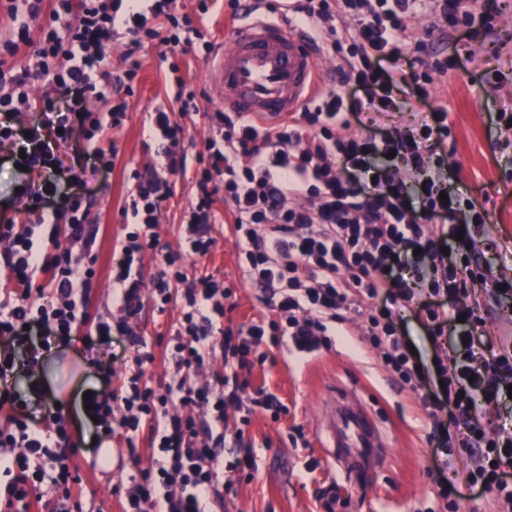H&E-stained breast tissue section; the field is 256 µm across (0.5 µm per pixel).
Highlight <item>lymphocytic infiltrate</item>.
<instances>
[{"label": "lymphocytic infiltrate", "instance_id": "obj_1", "mask_svg": "<svg viewBox=\"0 0 512 512\" xmlns=\"http://www.w3.org/2000/svg\"><path fill=\"white\" fill-rule=\"evenodd\" d=\"M175 0H0V12L18 19L0 37V142H10L14 166L45 172L31 184L21 179L10 218L0 221V241L9 247L4 263L13 283L0 292V468L10 480L0 488V512H43L45 496L57 512H81L82 480L74 462L70 422L52 406L42 419L30 418L28 399L43 389L31 382L26 393L5 386L15 355L56 341L93 344L114 334L127 337L131 364L110 393L90 394L99 444L123 434L134 447L146 433L149 465L132 475L121 496L123 512H209L224 497V409L233 407L250 422L260 412L279 416L284 406L264 388H252L255 366L266 350L290 342L296 355L318 350L353 310L361 334L383 366L418 400L434 430L449 412L464 430L456 444L471 461L469 482L496 484L500 512H512V430L490 416L512 389V336L501 349L476 353L473 331L480 322L468 305L467 283L480 279L499 294L491 272H475L470 260L455 263L446 249L460 241L466 250L469 223H485L486 212L462 199L451 184L452 167L437 151L447 139L448 112L420 113L405 129L387 130L382 119L400 110L390 90L406 87L410 97L429 98L433 76L461 59L481 30L499 14L498 0H291L296 24L334 54L338 65L318 80L308 102L278 128L220 111L206 113L211 129L198 154L196 198L179 219V250L162 243L158 219L175 194L172 178L186 174L185 129L181 113L197 111V92L176 80L172 105L148 114L157 143L154 161L132 174L133 188L122 212L127 220L112 250L109 278L121 316L107 321L90 310L98 286L99 225L88 219L91 202L85 180L65 164L62 148L80 137L82 153L95 166L112 169L117 148L109 137L127 119L126 98L140 69L137 52L156 42L168 48L203 38L191 16H176ZM167 19L173 32L164 35ZM425 37L409 41L418 19ZM126 39L125 66L112 68L102 49ZM449 56H442V49ZM48 78L52 91L81 101L101 98L103 111L66 113L43 106L31 94L32 80ZM37 119L22 127L9 122L24 112ZM359 133H351V125ZM447 201H440V194ZM232 202L231 233L244 277L271 292L277 315L225 325V302L233 290L208 272L187 278L185 257L209 260L216 243V196ZM61 224L69 247L38 227ZM160 271L145 284L146 255ZM424 266L431 300H419L403 272ZM386 291L389 305L374 300ZM181 300L171 336L156 345L136 324L145 305L167 313ZM410 309L428 336L449 335L450 364L441 368L440 393L427 389L422 361L410 349L393 312ZM224 354L223 372L203 386L192 374L215 352ZM163 357L173 367L168 383L154 386L147 364Z\"/></svg>", "mask_w": 512, "mask_h": 512}]
</instances>
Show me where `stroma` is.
Masks as SVG:
<instances>
[{"instance_id": "1", "label": "stroma", "mask_w": 512, "mask_h": 512, "mask_svg": "<svg viewBox=\"0 0 512 512\" xmlns=\"http://www.w3.org/2000/svg\"><path fill=\"white\" fill-rule=\"evenodd\" d=\"M209 59L200 40L173 54L151 46L141 51L138 86L127 100L128 118L112 133L118 148L115 167L109 174L86 176L89 218L100 226L103 253L111 252L119 236L133 171L154 158L156 146L143 125L147 112L170 104L173 77L210 90ZM511 107L512 0H499L494 30L474 63L436 76L430 98L410 101L391 122L405 125L419 113L447 109L450 133L441 148L456 170L455 186L460 194L482 204L488 222L496 226L495 233L488 235L482 225H470L477 246L473 263L512 282V133H501L494 122L498 112ZM175 182L172 206L162 213L158 228L162 241L174 249L180 243V212L196 193L190 177L179 175ZM207 267L234 290L233 324L269 311V292L242 277L231 233L219 237ZM471 295L480 301L478 332L484 339L495 342L512 335L511 301L491 300L479 282ZM130 357L124 337L115 335L91 349L77 341L54 349L36 368L48 401L64 403L73 415L72 439L81 447L77 464L84 484L83 512H112L117 506L113 490H128L130 474L148 465L145 441H138L132 451L117 438L112 442L111 466H99L93 427L82 409L86 391L106 393L122 383ZM251 382L275 394L288 413L277 421L259 413L245 427L237 411L225 410L229 430L244 428L256 465L249 474L235 468L241 450L233 442L225 443L220 512H444L445 501L431 473L445 460L446 451L431 437V427L414 398L400 389L374 354L345 336L332 337L330 345L305 360L291 358L287 348H274L265 364L255 368ZM333 385L362 393L388 442L379 475L350 500L336 491L316 427L319 402ZM454 468L457 512H498L497 489H469L464 459H455Z\"/></svg>"}]
</instances>
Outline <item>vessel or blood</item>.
Wrapping results in <instances>:
<instances>
[{
	"label": "vessel or blood",
	"instance_id": "b4317fda",
	"mask_svg": "<svg viewBox=\"0 0 512 512\" xmlns=\"http://www.w3.org/2000/svg\"><path fill=\"white\" fill-rule=\"evenodd\" d=\"M210 68L215 99L268 127L302 107L321 71L319 57L298 31L267 16L253 19L215 48ZM319 432L342 491L353 495L385 457L383 435L366 402L354 391L330 392Z\"/></svg>",
	"mask_w": 512,
	"mask_h": 512
}]
</instances>
